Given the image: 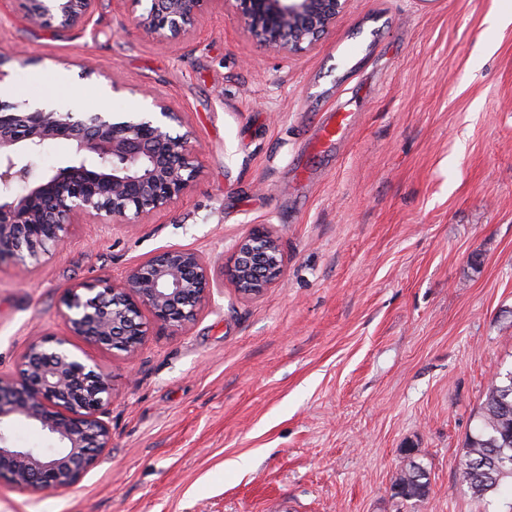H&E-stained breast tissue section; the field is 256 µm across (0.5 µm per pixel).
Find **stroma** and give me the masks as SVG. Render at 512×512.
Here are the masks:
<instances>
[{"label":"stroma","instance_id":"35a3bbf8","mask_svg":"<svg viewBox=\"0 0 512 512\" xmlns=\"http://www.w3.org/2000/svg\"><path fill=\"white\" fill-rule=\"evenodd\" d=\"M0 5L5 102L178 112L202 172L138 224H79L37 265L0 263V374L64 333L63 293L164 248L220 269L267 224L279 284L213 289L187 331L134 358L74 338L113 379L112 442L78 488L0 482V512H476L463 447L491 380L512 368V24L494 0H347L310 49L283 55L207 5L159 41L114 0L57 36ZM92 76H85V67ZM350 124L319 140L327 113ZM430 494L393 484L409 461Z\"/></svg>","mask_w":512,"mask_h":512}]
</instances>
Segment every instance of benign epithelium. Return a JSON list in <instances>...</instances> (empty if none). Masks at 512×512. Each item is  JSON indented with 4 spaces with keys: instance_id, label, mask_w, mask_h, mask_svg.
<instances>
[{
    "instance_id": "1",
    "label": "benign epithelium",
    "mask_w": 512,
    "mask_h": 512,
    "mask_svg": "<svg viewBox=\"0 0 512 512\" xmlns=\"http://www.w3.org/2000/svg\"><path fill=\"white\" fill-rule=\"evenodd\" d=\"M98 0H26L23 19L59 35L84 30ZM207 0H119L144 33L165 39L195 28ZM261 45L283 54L301 52L324 35L346 0H217ZM152 112L89 117L47 101L20 110L0 104V260L38 264L57 251L74 225L86 221L137 224L167 211L201 174L190 133H178V113L153 99ZM73 146L66 166L35 171L45 143ZM285 254L266 224L236 243L221 270L244 298L275 286ZM205 258L189 248H169L129 267L120 280L102 276L68 289L59 315L69 335L31 342L15 373L0 375V479L33 493L77 487L112 441L105 420L111 377L71 348L78 336L131 358L149 327L178 332L191 324L215 287ZM37 426L55 448H22L11 427Z\"/></svg>"
}]
</instances>
